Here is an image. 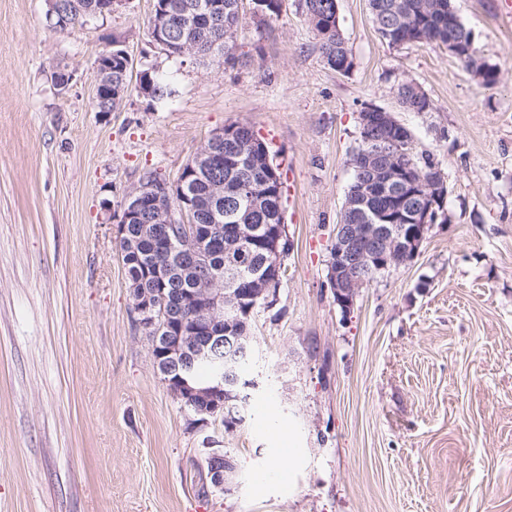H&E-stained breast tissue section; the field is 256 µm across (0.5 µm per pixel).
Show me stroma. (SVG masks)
I'll return each instance as SVG.
<instances>
[{
    "label": "stroma",
    "instance_id": "35a3bbf8",
    "mask_svg": "<svg viewBox=\"0 0 512 512\" xmlns=\"http://www.w3.org/2000/svg\"><path fill=\"white\" fill-rule=\"evenodd\" d=\"M453 3L495 86L445 48L388 45L368 0H338L346 74L300 0L273 18L241 0L232 67L167 55L153 0L63 33L47 0H0V512H512V23L498 0ZM115 42L129 89L100 112L95 61ZM145 70L171 96H143ZM407 80L433 111L399 106ZM367 105L437 163L448 221L345 313L328 262ZM232 123L271 149L291 249L251 328L259 387L229 431L193 427L164 382L118 227L149 173L176 183ZM212 448L232 464L224 492L202 487Z\"/></svg>",
    "mask_w": 512,
    "mask_h": 512
}]
</instances>
